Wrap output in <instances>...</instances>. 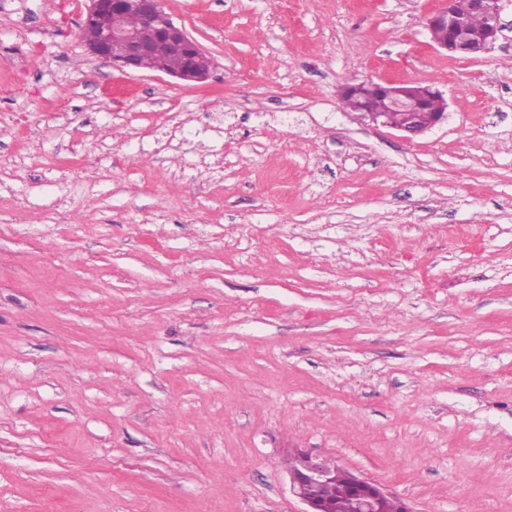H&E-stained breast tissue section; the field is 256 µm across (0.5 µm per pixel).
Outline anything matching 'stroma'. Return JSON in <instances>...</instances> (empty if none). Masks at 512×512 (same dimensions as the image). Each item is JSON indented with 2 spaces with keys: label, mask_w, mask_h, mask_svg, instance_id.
Returning a JSON list of instances; mask_svg holds the SVG:
<instances>
[{
  "label": "stroma",
  "mask_w": 512,
  "mask_h": 512,
  "mask_svg": "<svg viewBox=\"0 0 512 512\" xmlns=\"http://www.w3.org/2000/svg\"><path fill=\"white\" fill-rule=\"evenodd\" d=\"M434 4L164 0L195 83L0 0V512H304L300 452L512 512V0L472 59ZM380 79L446 119L344 108ZM367 88H376L369 91L370 104L367 100ZM354 97L358 101L357 111L372 123L391 128L407 134L411 138L423 134L440 123L446 114L447 103L444 95L430 85H421L410 81L373 80L361 83H347L340 90V97ZM385 102V103H384ZM433 102L437 109H431ZM385 105V108L381 110ZM381 110V111H376Z\"/></svg>",
  "instance_id": "1"
}]
</instances>
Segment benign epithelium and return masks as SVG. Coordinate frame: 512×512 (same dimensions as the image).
Wrapping results in <instances>:
<instances>
[{"instance_id": "7a95c632", "label": "benign epithelium", "mask_w": 512, "mask_h": 512, "mask_svg": "<svg viewBox=\"0 0 512 512\" xmlns=\"http://www.w3.org/2000/svg\"><path fill=\"white\" fill-rule=\"evenodd\" d=\"M503 0H438L427 18L432 47L451 56L470 57L486 51L501 32ZM479 15L490 20L481 29H473L467 18ZM96 25V35L85 43L88 53L112 63L122 71H137L145 59L152 69L183 81L203 82L209 72L200 71L195 60L204 54L199 43L166 12L163 0H90L83 26ZM153 30L150 40L143 39L138 26ZM179 59L183 66L172 69L170 61ZM375 88L385 102L376 111L367 100V89ZM358 101L357 111L372 123L407 134L420 135L440 123L446 114L444 95L431 85L410 81L373 80L347 83L340 97ZM298 468L291 471L294 494L307 506L304 512H334L314 498L316 489L331 477L325 460L307 453L299 455ZM353 485L360 491L358 512H383L391 495L378 484L353 475Z\"/></svg>"}]
</instances>
